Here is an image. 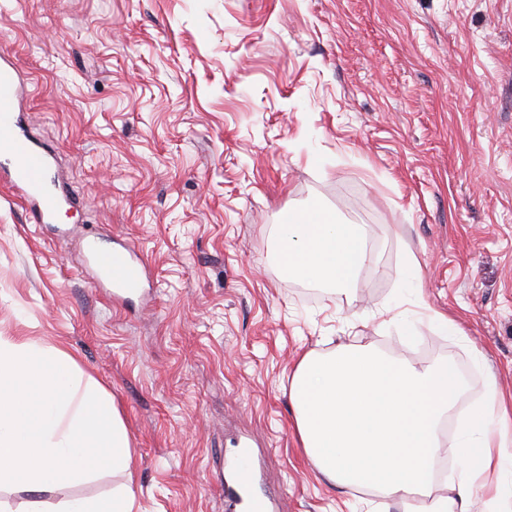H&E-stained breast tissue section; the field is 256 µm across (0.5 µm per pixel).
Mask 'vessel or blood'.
I'll return each instance as SVG.
<instances>
[{"instance_id":"b4317fda","label":"vessel or blood","mask_w":512,"mask_h":512,"mask_svg":"<svg viewBox=\"0 0 512 512\" xmlns=\"http://www.w3.org/2000/svg\"><path fill=\"white\" fill-rule=\"evenodd\" d=\"M21 75L12 61L0 60V160L11 185L29 203L36 223H51L68 204L67 196L52 187L51 155L29 135L20 110ZM91 261L102 282L110 288L134 291L142 288L146 266L134 250L90 245ZM224 499L230 512H271V502L254 491V464L248 448L225 464Z\"/></svg>"}]
</instances>
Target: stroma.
I'll return each instance as SVG.
<instances>
[{"label":"stroma","instance_id":"obj_1","mask_svg":"<svg viewBox=\"0 0 512 512\" xmlns=\"http://www.w3.org/2000/svg\"><path fill=\"white\" fill-rule=\"evenodd\" d=\"M30 134L74 202L35 224L0 180V336L65 347L114 401L136 512H227L247 443L273 512H402L307 462L288 397L309 350L495 376L512 409V0H6ZM321 207L368 235L340 312L288 278L276 225ZM134 246L140 294L97 290L86 239ZM422 294L486 355L381 312Z\"/></svg>","mask_w":512,"mask_h":512}]
</instances>
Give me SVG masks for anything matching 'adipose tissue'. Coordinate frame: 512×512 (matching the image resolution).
Listing matches in <instances>:
<instances>
[{"mask_svg": "<svg viewBox=\"0 0 512 512\" xmlns=\"http://www.w3.org/2000/svg\"><path fill=\"white\" fill-rule=\"evenodd\" d=\"M276 246L290 278L352 289L371 254L364 234L316 209L278 227ZM395 305L397 319L414 317L451 336L459 326L426 307L421 272L407 258ZM465 392L445 364L423 367L391 352L343 348L304 353L288 396L294 429L309 463L345 495L369 490L399 501L405 512H472L485 487L483 512H512V413L495 379L485 397L459 420L458 462L448 493L435 492L434 463L443 418ZM132 476L134 460L123 420L103 389L64 349L24 338L0 337V491L22 486L38 495L24 512H134L132 483L111 497L53 498L100 471Z\"/></svg>", "mask_w": 512, "mask_h": 512, "instance_id": "adipose-tissue-1", "label": "adipose tissue"}]
</instances>
